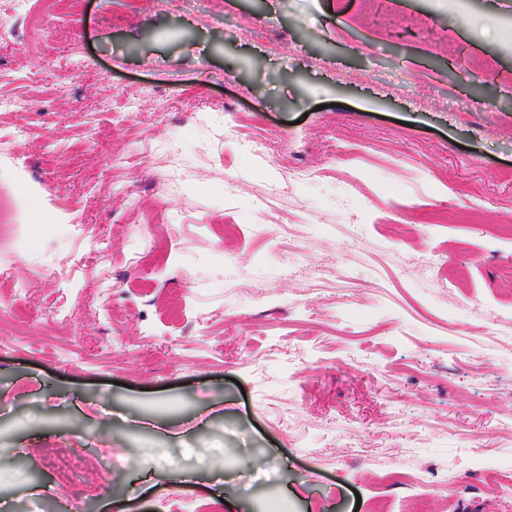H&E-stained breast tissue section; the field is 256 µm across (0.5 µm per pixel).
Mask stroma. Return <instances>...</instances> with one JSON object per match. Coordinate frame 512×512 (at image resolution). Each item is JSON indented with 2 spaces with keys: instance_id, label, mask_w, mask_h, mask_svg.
Listing matches in <instances>:
<instances>
[{
  "instance_id": "obj_1",
  "label": "stroma",
  "mask_w": 512,
  "mask_h": 512,
  "mask_svg": "<svg viewBox=\"0 0 512 512\" xmlns=\"http://www.w3.org/2000/svg\"><path fill=\"white\" fill-rule=\"evenodd\" d=\"M0 22V97L39 102L0 112V337L26 333L0 346V512H414L387 471L452 477L436 512H512V0H0ZM138 140L176 166L115 164ZM150 211L181 216L152 278ZM179 223V217L172 213L158 214L151 224L137 226L132 233L135 244L138 245L134 251L132 262L136 266H148L154 273L164 271L173 258L172 236L167 241L165 249L158 253L155 249V236L158 224H167L170 229Z\"/></svg>"
}]
</instances>
